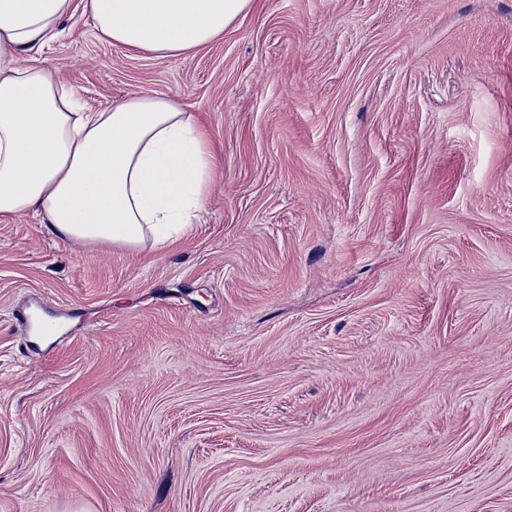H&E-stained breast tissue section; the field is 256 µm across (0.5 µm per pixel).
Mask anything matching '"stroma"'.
<instances>
[{"mask_svg": "<svg viewBox=\"0 0 512 512\" xmlns=\"http://www.w3.org/2000/svg\"><path fill=\"white\" fill-rule=\"evenodd\" d=\"M60 30L38 63L191 112L214 189L163 247L0 219V512H512V0H257L182 57Z\"/></svg>", "mask_w": 512, "mask_h": 512, "instance_id": "35a3bbf8", "label": "stroma"}]
</instances>
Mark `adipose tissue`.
Listing matches in <instances>:
<instances>
[{
    "instance_id": "obj_1",
    "label": "adipose tissue",
    "mask_w": 512,
    "mask_h": 512,
    "mask_svg": "<svg viewBox=\"0 0 512 512\" xmlns=\"http://www.w3.org/2000/svg\"><path fill=\"white\" fill-rule=\"evenodd\" d=\"M70 0H0V216L41 214L60 239L135 248L206 213L213 156L192 113L155 93L97 112L46 68L21 63L59 33ZM254 0H87L99 35L159 56L221 37Z\"/></svg>"
}]
</instances>
